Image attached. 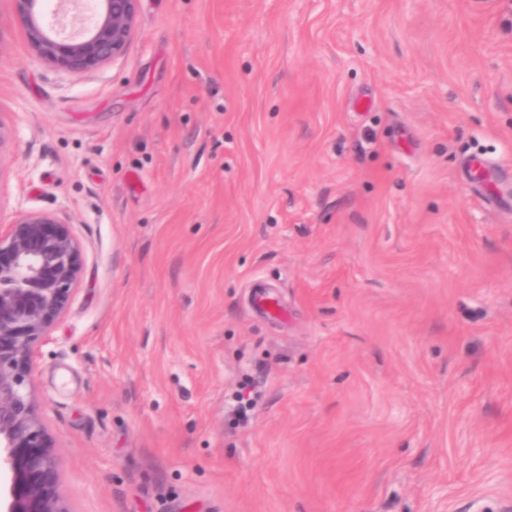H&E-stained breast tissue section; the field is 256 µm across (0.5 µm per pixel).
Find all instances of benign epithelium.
<instances>
[{"instance_id": "7a95c632", "label": "benign epithelium", "mask_w": 512, "mask_h": 512, "mask_svg": "<svg viewBox=\"0 0 512 512\" xmlns=\"http://www.w3.org/2000/svg\"><path fill=\"white\" fill-rule=\"evenodd\" d=\"M12 2L29 52L78 77L124 54L138 0H100L93 21L66 37L46 28L41 0ZM82 272L81 248L53 213L21 211L0 235V512H71L38 410L31 353L66 311Z\"/></svg>"}]
</instances>
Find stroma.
<instances>
[{
  "label": "stroma",
  "instance_id": "stroma-1",
  "mask_svg": "<svg viewBox=\"0 0 512 512\" xmlns=\"http://www.w3.org/2000/svg\"><path fill=\"white\" fill-rule=\"evenodd\" d=\"M0 123V234L83 253L33 350L73 512L512 506V0H139L79 77L0 0Z\"/></svg>",
  "mask_w": 512,
  "mask_h": 512
}]
</instances>
